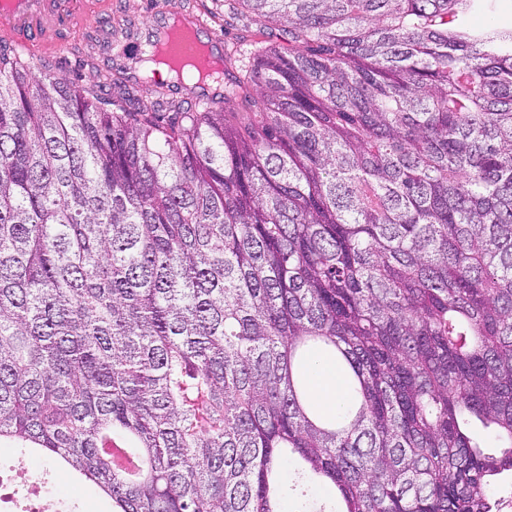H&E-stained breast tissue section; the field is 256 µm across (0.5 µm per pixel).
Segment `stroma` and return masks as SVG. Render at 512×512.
<instances>
[{"label":"stroma","mask_w":512,"mask_h":512,"mask_svg":"<svg viewBox=\"0 0 512 512\" xmlns=\"http://www.w3.org/2000/svg\"><path fill=\"white\" fill-rule=\"evenodd\" d=\"M168 6L202 16L209 31L223 39L234 35L224 26V0H80L81 20L56 33L57 39L65 40V47L56 52L36 49L30 56L38 67L62 75L76 87L106 95L110 92L108 77H120L134 98H161L187 111L191 104L185 86L170 81L161 86L146 82L136 71L137 49L147 36L148 26L160 9ZM20 460L25 463V482L32 485L33 498H51L61 512H110L109 500L95 484L51 479L52 464L22 458L20 449L8 444L0 446V479L10 480Z\"/></svg>","instance_id":"1"}]
</instances>
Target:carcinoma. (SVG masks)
I'll use <instances>...</instances> for the list:
<instances>
[{
    "mask_svg": "<svg viewBox=\"0 0 512 512\" xmlns=\"http://www.w3.org/2000/svg\"><path fill=\"white\" fill-rule=\"evenodd\" d=\"M474 2L228 0L267 46L165 120L0 45V441L112 512H493L512 27ZM310 384L312 397L325 412H332L342 404L344 383L334 362L321 359L311 369Z\"/></svg>",
    "mask_w": 512,
    "mask_h": 512,
    "instance_id": "obj_1",
    "label": "carcinoma"
}]
</instances>
